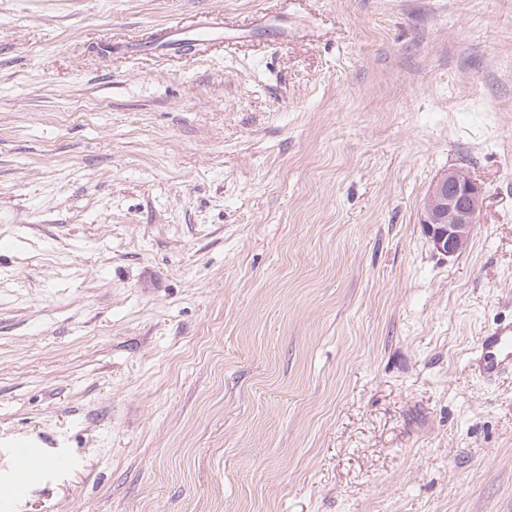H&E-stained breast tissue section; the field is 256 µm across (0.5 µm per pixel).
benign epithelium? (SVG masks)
Here are the masks:
<instances>
[{"label":"benign epithelium","instance_id":"1","mask_svg":"<svg viewBox=\"0 0 512 512\" xmlns=\"http://www.w3.org/2000/svg\"><path fill=\"white\" fill-rule=\"evenodd\" d=\"M485 198L484 187L459 169L442 174L431 184L420 222L438 254L451 258L467 249Z\"/></svg>","mask_w":512,"mask_h":512}]
</instances>
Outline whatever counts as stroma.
I'll list each match as a JSON object with an SVG mask.
<instances>
[{
    "label": "stroma",
    "instance_id": "obj_1",
    "mask_svg": "<svg viewBox=\"0 0 512 512\" xmlns=\"http://www.w3.org/2000/svg\"><path fill=\"white\" fill-rule=\"evenodd\" d=\"M511 320L512 0H0V461L70 462L9 512H512ZM186 27L182 19L172 21L168 26L151 35L149 43L157 44L161 47H174L181 45L186 37L195 33V40L199 43L216 42L224 40L226 29L224 20L219 15L206 16L198 21L196 28L185 31ZM160 34L158 38L154 35ZM485 198L484 187L463 170H448L431 184L420 222L438 254L451 258L467 249ZM473 365L477 374L488 381L512 373V322L485 333L474 352Z\"/></svg>",
    "mask_w": 512,
    "mask_h": 512
}]
</instances>
